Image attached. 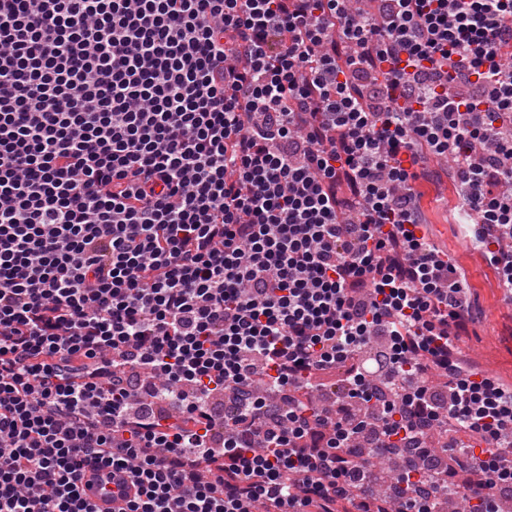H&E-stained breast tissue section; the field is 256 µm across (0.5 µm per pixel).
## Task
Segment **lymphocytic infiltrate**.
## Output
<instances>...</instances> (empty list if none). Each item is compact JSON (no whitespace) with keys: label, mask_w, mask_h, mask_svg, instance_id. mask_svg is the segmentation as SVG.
Returning a JSON list of instances; mask_svg holds the SVG:
<instances>
[{"label":"lymphocytic infiltrate","mask_w":512,"mask_h":512,"mask_svg":"<svg viewBox=\"0 0 512 512\" xmlns=\"http://www.w3.org/2000/svg\"><path fill=\"white\" fill-rule=\"evenodd\" d=\"M0 0V512H434L373 454L454 424L469 512L512 387L416 184L466 189L512 291V0ZM388 339L385 383L359 352Z\"/></svg>","instance_id":"obj_1"}]
</instances>
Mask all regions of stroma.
<instances>
[{
  "instance_id": "obj_1",
  "label": "stroma",
  "mask_w": 512,
  "mask_h": 512,
  "mask_svg": "<svg viewBox=\"0 0 512 512\" xmlns=\"http://www.w3.org/2000/svg\"><path fill=\"white\" fill-rule=\"evenodd\" d=\"M437 182L426 198L430 236L465 270L474 304L475 321L460 336L458 353L478 370L512 384V295L498 288L494 270L462 239L450 208L454 184L443 173Z\"/></svg>"
}]
</instances>
